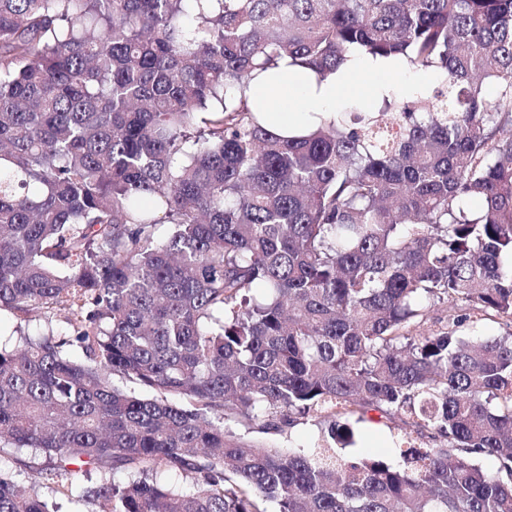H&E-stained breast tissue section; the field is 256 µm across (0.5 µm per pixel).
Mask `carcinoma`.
<instances>
[{"instance_id": "carcinoma-1", "label": "carcinoma", "mask_w": 512, "mask_h": 512, "mask_svg": "<svg viewBox=\"0 0 512 512\" xmlns=\"http://www.w3.org/2000/svg\"><path fill=\"white\" fill-rule=\"evenodd\" d=\"M353 46L443 84L265 128L255 72ZM505 255L512 0H0V312L44 322L0 344V454L48 460L0 465V512L92 473L99 512H512V333L456 313L512 324ZM335 408L439 440L395 466L334 413L309 452L229 426Z\"/></svg>"}]
</instances>
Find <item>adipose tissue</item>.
Masks as SVG:
<instances>
[{"instance_id": "1", "label": "adipose tissue", "mask_w": 512, "mask_h": 512, "mask_svg": "<svg viewBox=\"0 0 512 512\" xmlns=\"http://www.w3.org/2000/svg\"><path fill=\"white\" fill-rule=\"evenodd\" d=\"M403 69L402 59H375L355 49L337 72L320 79L284 58L253 80L245 95L252 106L264 109L269 129L285 138L296 137L308 134L316 117L335 116L346 95H353L370 114L383 99L430 94L442 79L439 70L427 69L416 72L408 83L396 85L393 77Z\"/></svg>"}]
</instances>
